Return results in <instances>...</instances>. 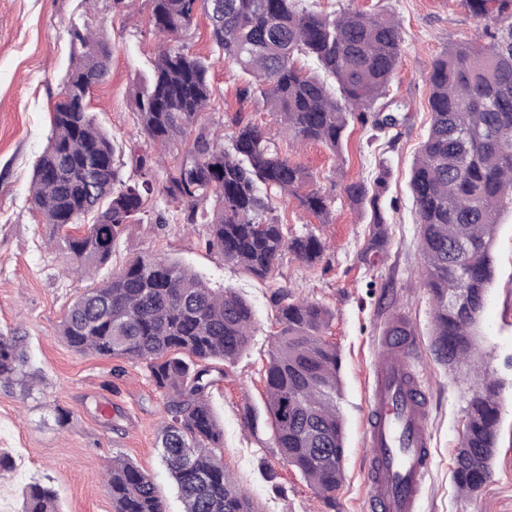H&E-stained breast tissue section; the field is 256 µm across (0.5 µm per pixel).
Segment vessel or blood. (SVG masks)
<instances>
[{
    "label": "vessel or blood",
    "mask_w": 512,
    "mask_h": 512,
    "mask_svg": "<svg viewBox=\"0 0 512 512\" xmlns=\"http://www.w3.org/2000/svg\"><path fill=\"white\" fill-rule=\"evenodd\" d=\"M412 341L387 327L378 338L364 422L369 512H419L431 469L430 413Z\"/></svg>",
    "instance_id": "1"
}]
</instances>
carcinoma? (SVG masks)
Segmentation results:
<instances>
[{
    "mask_svg": "<svg viewBox=\"0 0 512 512\" xmlns=\"http://www.w3.org/2000/svg\"><path fill=\"white\" fill-rule=\"evenodd\" d=\"M297 2L152 0L151 21L166 42L148 85L135 97L139 132L163 147L192 139L182 162L165 169L160 182L143 159L140 179L122 177L117 144L87 103L107 72L109 41L88 25L70 30L77 51L28 187L32 210L58 230L94 216L82 234L61 237L68 273L105 265L123 226L144 221L155 191L186 205L189 223L209 225L207 245L257 277L271 275L286 251L307 265L321 258L326 245L318 236H290L265 217L269 193L295 192L310 180L308 171L281 155L250 123L237 124L227 144L211 136L203 124L211 100L209 60L171 44L203 12L224 60L254 78L275 121L298 143L320 142L339 153L354 119L375 130L396 125L393 114L376 107L403 54L395 17L344 10L331 18L299 9ZM462 4L490 43H458L433 61L431 124L410 187L424 285L433 304V351L446 365L468 368L493 280L496 226L506 203L512 204V0ZM306 58L318 64L319 73L305 69ZM385 190L382 172L372 190L363 181L344 188L352 204L371 212L361 253L365 263L387 250L380 206ZM300 202L317 215L330 206L316 191ZM276 306L280 330L265 371V420L281 461L330 502L344 480L346 436L338 405L339 359L336 346L324 339L331 312L286 294ZM253 333V309L234 290L212 288L182 264L152 254L134 257L102 284L84 289L61 328L67 344L82 355L145 364L165 392L161 458L184 512H254L224 470V428L209 404L214 362L235 363ZM36 379L16 337L1 335L0 384L29 388ZM478 389L467 401L453 457V482L465 500L489 482L497 448L498 385L484 380ZM105 485L114 512H164L150 476L129 461L112 460ZM23 512H58L56 491L29 486Z\"/></svg>",
    "mask_w": 512,
    "mask_h": 512,
    "instance_id": "carcinoma-1",
    "label": "carcinoma"
}]
</instances>
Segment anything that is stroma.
<instances>
[{
  "mask_svg": "<svg viewBox=\"0 0 512 512\" xmlns=\"http://www.w3.org/2000/svg\"><path fill=\"white\" fill-rule=\"evenodd\" d=\"M301 5L323 14L356 7L399 19L404 53L386 99L398 110L396 126L374 133L350 122L338 154L317 142L291 144L259 93L242 96L248 78L225 63L204 14H197L179 42L211 63L205 117L211 133L222 140L236 122L260 126L284 156L311 174L309 189L329 198L331 211L324 219L306 211L295 196L271 201L273 217L289 234L310 232L325 241L321 260L308 266L287 253L272 277L257 278L208 248V225L188 223L182 207L155 195L149 220L125 225L107 264L75 280L62 271L57 231L41 223L28 194L33 162L50 134V110L75 51L69 31L88 24L104 28L110 38L109 70L94 88L89 110L116 139V159L126 177L135 176L139 156L172 166L187 150L178 142L164 150L154 147L141 135L134 110L135 93L150 79L163 38L151 23L150 0H137L130 9L113 8L112 0H0V335L24 338L39 375L29 391L0 386V453L12 459L10 468L0 470V512H22L23 492L34 483L57 491L60 512H113L104 475L116 456L151 475L165 512H183L161 458L166 398L145 365L79 354L60 334L77 295L140 254L180 262L212 286L233 289L255 312L251 344L225 367L210 403L224 428V466L246 489L256 512H366L364 398L376 338L396 309L405 313L417 338L413 364L432 404L433 463L421 512H512V209L504 208L499 218L494 279L477 342L480 363L502 384L498 450L493 479L469 502L457 494L451 464L475 381L432 351V305L419 278L423 260L409 188L431 122V64L450 45L482 43V28L461 0H301ZM382 169L389 244L384 259L369 265L360 258L368 219L350 204L344 188L372 182ZM281 292L319 301L333 314L326 337L341 361L339 405L347 439L345 479L332 504L280 463L267 430L252 431L243 423L245 406L259 410L264 404L268 352L279 329L273 300Z\"/></svg>",
  "mask_w": 512,
  "mask_h": 512,
  "instance_id": "1",
  "label": "stroma"
}]
</instances>
